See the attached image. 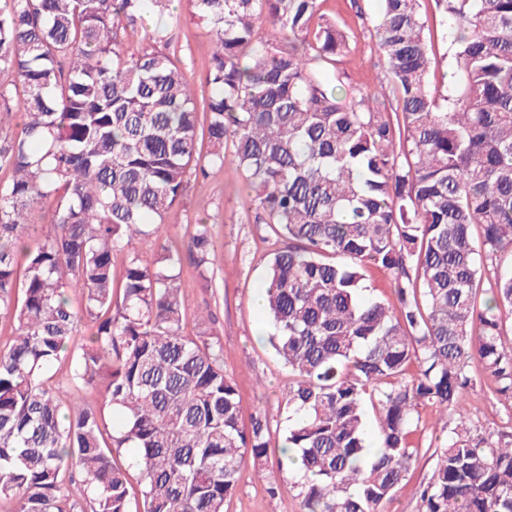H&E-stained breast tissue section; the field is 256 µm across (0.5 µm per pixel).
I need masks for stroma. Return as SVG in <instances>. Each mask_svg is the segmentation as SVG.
Here are the masks:
<instances>
[{
    "label": "stroma",
    "mask_w": 512,
    "mask_h": 512,
    "mask_svg": "<svg viewBox=\"0 0 512 512\" xmlns=\"http://www.w3.org/2000/svg\"><path fill=\"white\" fill-rule=\"evenodd\" d=\"M321 10L357 32L349 54L340 64L347 74V88L376 84L380 71L374 65L369 36L362 32L349 0H323ZM173 45L179 50L197 91H205L203 79L210 59V39L205 28L191 14H184L173 32ZM201 220L211 224L216 237L213 263L217 279L212 285H205L191 266H184L181 288L186 331L195 334L200 316L213 311L216 316L213 330L224 344V369L238 387L242 425L250 426L254 416L262 414L275 429L274 450L268 459L269 466L274 467L282 459L279 447L286 421L281 401L292 372L270 346L272 322L266 311L256 308L255 299L261 292L277 236L270 225L255 223L249 190L228 166L211 170L205 181H190L181 203L164 224L162 234L181 250H188L193 228ZM468 371L475 383L464 397L463 412L484 429L500 430L512 415V402L501 400L495 393V384L484 374L479 360H471ZM445 436L434 409L420 408L417 429L411 437L420 453L389 512H420V487L428 481L434 467L433 459L424 449ZM225 512H299L293 471H283L280 488L272 495L256 479L253 467L245 466L234 495L225 504Z\"/></svg>",
    "instance_id": "1"
}]
</instances>
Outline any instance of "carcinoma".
Instances as JSON below:
<instances>
[{
	"instance_id": "cac0c4a2",
	"label": "carcinoma",
	"mask_w": 512,
	"mask_h": 512,
	"mask_svg": "<svg viewBox=\"0 0 512 512\" xmlns=\"http://www.w3.org/2000/svg\"><path fill=\"white\" fill-rule=\"evenodd\" d=\"M173 2L0 0V500L224 512L248 460L275 494L271 426H241L220 337L185 333L183 254L159 235L191 179L231 166L278 237L263 297L294 375L300 512H386L419 454L418 408L456 410L471 359L512 400V0H380L381 76L348 104L333 83L351 31L320 0H188L212 44L199 96L169 51ZM437 37L448 85L434 84ZM37 206L50 230L35 238ZM214 252L195 224L188 258L207 284ZM370 271L393 301L364 298ZM62 367L91 400L65 403ZM432 456L421 512H512V430L460 414Z\"/></svg>"
}]
</instances>
